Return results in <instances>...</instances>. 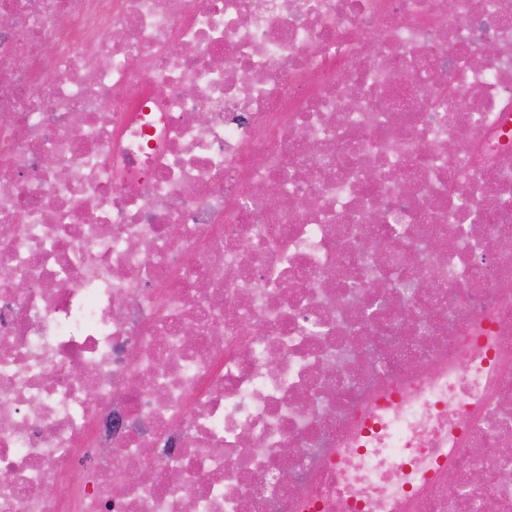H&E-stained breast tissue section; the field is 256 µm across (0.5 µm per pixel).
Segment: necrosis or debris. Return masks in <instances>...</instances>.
<instances>
[{
    "instance_id": "4bbe7bcc",
    "label": "necrosis or debris",
    "mask_w": 512,
    "mask_h": 512,
    "mask_svg": "<svg viewBox=\"0 0 512 512\" xmlns=\"http://www.w3.org/2000/svg\"><path fill=\"white\" fill-rule=\"evenodd\" d=\"M0 512H512V0H0Z\"/></svg>"
}]
</instances>
